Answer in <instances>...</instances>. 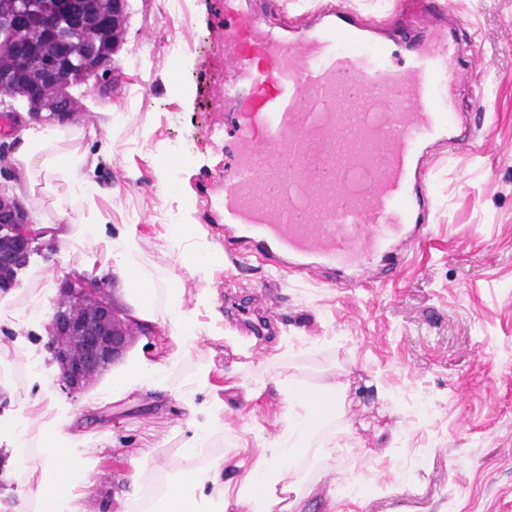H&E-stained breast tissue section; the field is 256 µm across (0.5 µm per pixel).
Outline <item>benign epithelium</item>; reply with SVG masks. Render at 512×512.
I'll return each instance as SVG.
<instances>
[{
  "label": "benign epithelium",
  "mask_w": 512,
  "mask_h": 512,
  "mask_svg": "<svg viewBox=\"0 0 512 512\" xmlns=\"http://www.w3.org/2000/svg\"><path fill=\"white\" fill-rule=\"evenodd\" d=\"M13 12L0 15V61H12V74L19 81L31 116L42 119L63 117L80 109L68 87L56 79L53 63L70 61L79 75L95 79L110 66L112 53L121 42L126 0H112V14L100 12L94 0H62L61 10L45 14L30 0H15ZM31 29L46 41L44 53L35 55L17 33ZM90 48L87 57L69 59L70 46ZM40 232L33 228L29 213L17 199L0 195V266L18 271L26 266L31 244ZM49 344L61 369V382L72 392L90 383L104 368L116 361L137 335L148 328L126 317L106 288H95L82 279H67L61 286L48 325Z\"/></svg>",
  "instance_id": "benign-epithelium-1"
}]
</instances>
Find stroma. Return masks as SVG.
Returning a JSON list of instances; mask_svg holds the SVG:
<instances>
[{
    "label": "stroma",
    "mask_w": 512,
    "mask_h": 512,
    "mask_svg": "<svg viewBox=\"0 0 512 512\" xmlns=\"http://www.w3.org/2000/svg\"><path fill=\"white\" fill-rule=\"evenodd\" d=\"M449 13L468 52L480 60L468 84L457 87L460 109L477 126L468 155L440 158L430 174L433 208L426 243L410 251L382 284L352 288L343 274L314 283L289 271L274 274L258 261L236 260L224 246L222 218L210 206L224 181L220 130L224 102V42L236 17L222 0H187L174 12L167 0H127L123 41L112 57L114 81L74 87L88 153L110 147L93 179L106 217L95 248L92 276L113 296L122 289L111 274L110 239L139 221L142 248L159 283L179 282L184 306L206 331L196 349L172 370L165 388L144 389L101 401L96 384L63 391L48 347L46 327L13 353L14 317L30 304L52 310L60 294L58 250L42 238L0 314V416L24 412L28 369L43 359L56 397L82 421L90 446L102 454L88 477L90 512H120L131 492L129 465L147 448L178 457L193 433L179 396L199 367L211 369L199 405L219 398L224 430L206 453L225 454L244 442L253 454L284 432L288 399L276 385L292 377L312 386L325 375L347 383L344 418L328 423L317 440L330 455L309 458L300 471L319 480L305 512H512V0H436ZM340 9L369 26L393 19L402 41L416 28L400 16L398 0H337ZM321 0H243L283 34L304 28ZM183 51L170 66L167 44ZM130 117L111 134V113ZM185 145L186 161L169 147ZM165 167L186 184V194L160 196L155 171ZM31 216L52 222L65 202L63 189L28 191L11 161L0 163V187ZM201 225L185 249L200 255L188 270L169 248L174 226ZM203 288L216 290L222 319L212 323L196 303ZM219 334H210L211 325Z\"/></svg>",
    "instance_id": "obj_1"
}]
</instances>
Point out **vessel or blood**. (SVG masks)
I'll list each match as a JSON object with an SVG mask.
<instances>
[{
  "instance_id": "vessel-or-blood-1",
  "label": "vessel or blood",
  "mask_w": 512,
  "mask_h": 512,
  "mask_svg": "<svg viewBox=\"0 0 512 512\" xmlns=\"http://www.w3.org/2000/svg\"><path fill=\"white\" fill-rule=\"evenodd\" d=\"M420 2L430 36L403 46L334 9L287 38L224 0L240 24L224 37L234 142L214 204L248 256L274 267L295 257L314 279L328 267L369 272L394 241L424 237L428 154L461 156L471 137L455 32Z\"/></svg>"
}]
</instances>
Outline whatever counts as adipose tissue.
I'll return each instance as SVG.
<instances>
[{"instance_id":"ef3b65f1","label":"adipose tissue","mask_w":512,"mask_h":512,"mask_svg":"<svg viewBox=\"0 0 512 512\" xmlns=\"http://www.w3.org/2000/svg\"><path fill=\"white\" fill-rule=\"evenodd\" d=\"M81 127L74 125L25 130L14 153V165L25 185L52 188L65 184V192L77 200L76 208L60 209L54 226L62 270L80 276L82 268L70 267L69 253L78 246H92L106 219L95 205L97 185L91 175L99 158L89 155L79 144ZM144 234L139 224L126 225L111 242L113 271L129 294L135 320L160 321L162 328L181 349L196 347L200 331L191 311L183 305V290L176 284L164 289L155 286L154 268L143 258ZM177 356L151 361L130 357L98 389L102 400L115 401L143 388L165 385ZM190 391L183 396L189 419L195 420L193 437L182 446V464L160 465L154 451L131 460L133 489L123 502V512H301L303 501L317 485L299 476L298 465L314 444L317 430L342 415L347 397L346 383L324 379L308 389L281 379L290 411L287 433L268 456L254 462L240 478L226 473L227 456L204 458V447L223 426L224 405L213 401L207 411L195 405L193 392L208 389L210 370L198 369L189 379ZM76 419L61 414L51 436L43 438L40 452H33L26 420L0 417V434L13 442L10 459L17 473L28 471L31 460H38L37 482L17 484L20 512H87L79 506L75 490L85 481L99 459L95 449L78 442ZM163 482L153 496L144 489L155 476Z\"/></svg>"}]
</instances>
